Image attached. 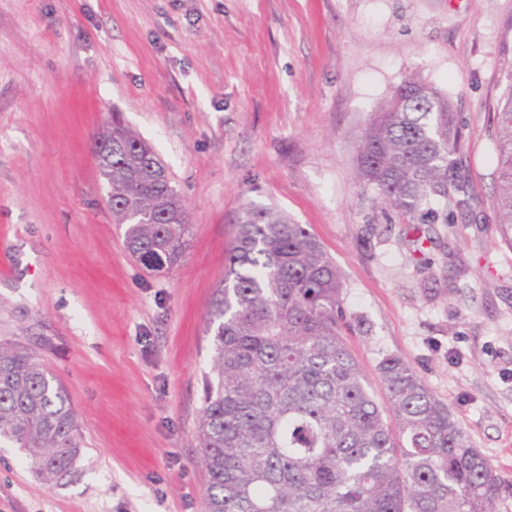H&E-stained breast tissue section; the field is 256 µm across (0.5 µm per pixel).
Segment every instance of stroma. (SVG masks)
Listing matches in <instances>:
<instances>
[{
	"label": "stroma",
	"mask_w": 512,
	"mask_h": 512,
	"mask_svg": "<svg viewBox=\"0 0 512 512\" xmlns=\"http://www.w3.org/2000/svg\"><path fill=\"white\" fill-rule=\"evenodd\" d=\"M512 0H0V339L32 348L81 424L61 486L0 448V512H204L207 311L248 204L339 268L345 341L378 403L407 361L512 512V246L495 222ZM408 76L455 105L478 220L413 253L357 184L371 113ZM119 117L161 158L191 234L172 270L124 247L92 143Z\"/></svg>",
	"instance_id": "35a3bbf8"
}]
</instances>
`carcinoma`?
Segmentation results:
<instances>
[{
    "label": "carcinoma",
    "instance_id": "obj_1",
    "mask_svg": "<svg viewBox=\"0 0 512 512\" xmlns=\"http://www.w3.org/2000/svg\"><path fill=\"white\" fill-rule=\"evenodd\" d=\"M372 113L355 177L391 207L419 251L424 224L479 206L453 103L410 76ZM497 224L512 245V93L497 112ZM94 148L107 204L133 258L175 266L190 224L158 154L119 121ZM342 278L303 224L249 206L235 225L207 313L211 367L196 438L206 512H495L494 469L416 371L379 365L393 428L349 351ZM81 426L62 384L30 348L0 343V445L35 473L71 475Z\"/></svg>",
    "mask_w": 512,
    "mask_h": 512
}]
</instances>
